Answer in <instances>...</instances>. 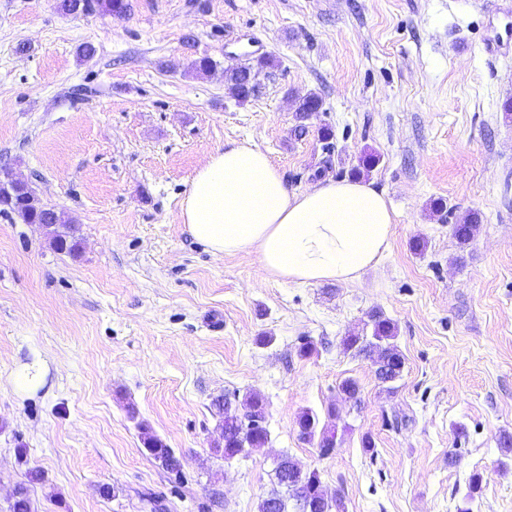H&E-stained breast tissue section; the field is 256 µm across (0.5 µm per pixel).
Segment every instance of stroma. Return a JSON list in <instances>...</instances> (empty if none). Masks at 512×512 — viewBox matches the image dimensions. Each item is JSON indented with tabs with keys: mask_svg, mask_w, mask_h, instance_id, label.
<instances>
[{
	"mask_svg": "<svg viewBox=\"0 0 512 512\" xmlns=\"http://www.w3.org/2000/svg\"><path fill=\"white\" fill-rule=\"evenodd\" d=\"M129 4L117 19L0 0V177L32 183L79 243L57 251L49 229L0 213V512L23 482L34 512H257L284 453L346 512H512V53L481 51L512 29V0ZM200 57L209 72L191 69ZM265 58L238 101L225 68ZM309 93L322 108L298 137ZM236 143L264 151L292 192L328 178L383 191L396 222L381 262L299 286L193 240L184 193ZM471 212L462 249L453 224ZM374 310L405 361L390 389L342 345ZM25 367L43 386L20 389ZM249 391L270 439L224 459L213 402ZM331 408L337 449L323 456L296 421ZM144 426L182 478L146 452ZM321 107V98L313 93L298 98L295 109V119L299 124L295 126L294 133L298 136H302L306 130L304 122L317 112H320ZM480 220L476 213H469L453 225V234L460 247L469 245L478 230Z\"/></svg>",
	"mask_w": 512,
	"mask_h": 512,
	"instance_id": "35a3bbf8",
	"label": "stroma"
}]
</instances>
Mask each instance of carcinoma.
Listing matches in <instances>:
<instances>
[{"instance_id":"carcinoma-1","label":"carcinoma","mask_w":512,"mask_h":512,"mask_svg":"<svg viewBox=\"0 0 512 512\" xmlns=\"http://www.w3.org/2000/svg\"><path fill=\"white\" fill-rule=\"evenodd\" d=\"M57 7L69 15H80L96 10L116 18H123L129 11L128 0H58ZM225 78L233 95L241 101L253 95L252 82L245 79L243 73L232 67L225 68ZM322 100L310 93L298 98L295 109L297 125L294 133H305L307 121L320 111ZM9 202L3 212L17 214L26 224H58L66 231L54 239L56 248L69 253L75 251L77 240L74 228L63 214L38 202L30 189L20 186H0V204ZM480 220L477 214L470 213L453 225V234L457 243L464 247L474 239ZM368 325L371 334H351L344 338L343 345L348 350L369 357L376 366V374L385 384L397 381L404 368V358L394 339L396 325L381 314L375 312L369 316ZM221 416V437L224 447L215 448V452L230 460L247 448H261L269 439L265 426L266 407L261 396L247 393L242 398L218 399L213 403ZM239 407V414L232 407ZM299 437L308 443H315L319 452L330 455L336 450L335 430L321 423L320 417L310 411H303L298 419ZM143 445L148 454L169 472L181 475L180 460L161 438L142 432ZM274 486L258 503V512H345L343 497L336 494L328 496L316 471L305 472L288 455H281L274 468Z\"/></svg>"}]
</instances>
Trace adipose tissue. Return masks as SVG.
Masks as SVG:
<instances>
[{
    "mask_svg": "<svg viewBox=\"0 0 512 512\" xmlns=\"http://www.w3.org/2000/svg\"><path fill=\"white\" fill-rule=\"evenodd\" d=\"M180 211L214 255L254 254L265 276L296 285L359 279L383 259L395 222L371 184L330 179L292 192L268 155L246 144L209 157Z\"/></svg>",
    "mask_w": 512,
    "mask_h": 512,
    "instance_id": "ef3b65f1",
    "label": "adipose tissue"
}]
</instances>
